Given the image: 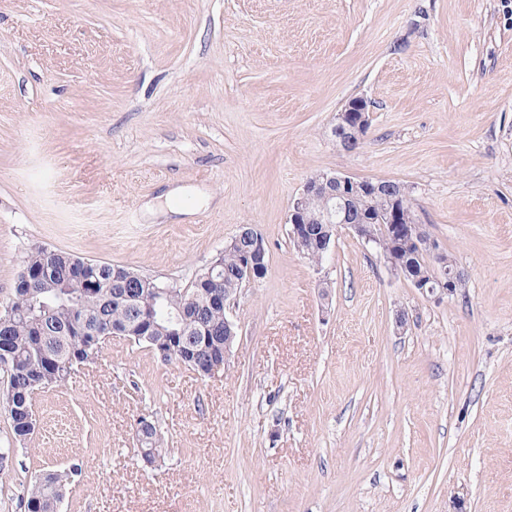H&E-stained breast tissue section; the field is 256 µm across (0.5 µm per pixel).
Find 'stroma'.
<instances>
[{"label": "stroma", "mask_w": 512, "mask_h": 512, "mask_svg": "<svg viewBox=\"0 0 512 512\" xmlns=\"http://www.w3.org/2000/svg\"><path fill=\"white\" fill-rule=\"evenodd\" d=\"M325 172L406 185L465 288L426 298L344 226L302 258ZM175 187L191 214L152 213ZM245 224L268 270L224 371L113 339L38 397L0 512L74 464L60 512H512V0H0V302L38 247L186 288ZM367 103L362 98H353L337 114L333 133L343 149L358 147L369 123ZM136 444H137V455L140 454V452H155L157 457H160L164 460V455H166V448H164V440L161 435L160 429L158 426H153L149 432H147L145 435L142 434L140 431H137L136 433ZM164 453V454H163ZM141 460L144 462L145 465L150 467L158 466V464L161 462V459H157L156 461H151L144 456H140Z\"/></svg>", "instance_id": "35a3bbf8"}]
</instances>
